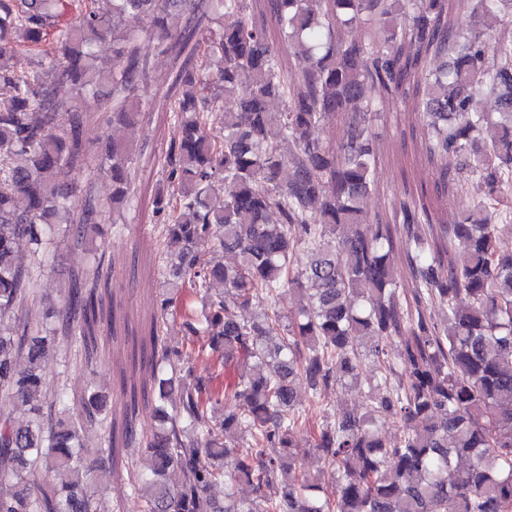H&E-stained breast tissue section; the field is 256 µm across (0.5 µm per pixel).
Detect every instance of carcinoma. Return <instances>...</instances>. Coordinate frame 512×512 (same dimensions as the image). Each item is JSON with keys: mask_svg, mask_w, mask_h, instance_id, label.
I'll return each mask as SVG.
<instances>
[{"mask_svg": "<svg viewBox=\"0 0 512 512\" xmlns=\"http://www.w3.org/2000/svg\"><path fill=\"white\" fill-rule=\"evenodd\" d=\"M249 2L208 0L218 29L176 35L169 18L188 0H109L105 13L99 0H0V397L13 402L0 413V512H112L115 420L89 390L44 394L56 337L40 317L18 315L35 277L16 247L24 239L42 258L59 227L82 246L102 218L94 198L77 206L57 175L84 164L88 115L77 101L110 93L112 126L138 120L147 60L128 19L147 24L158 52L187 51L197 63L170 105L153 207L172 292L189 288L200 308L162 299L140 346L151 349L158 416L139 437L135 411L124 418V447L137 441L148 456L128 481L141 512H512V248L496 235L512 219V0H277L276 27L305 63L297 80ZM67 12L77 24L60 23ZM108 36L109 66L96 50ZM21 51L33 57L24 73L13 63ZM59 82L71 84V102L57 98ZM405 83L429 160L473 197L451 221L422 186L390 198L383 217L365 208L379 191L372 123ZM329 115L342 119L334 144L319 136ZM217 120L221 140L208 133ZM130 164L128 145L112 139L98 166L114 207L132 202ZM205 241L234 265L206 259ZM396 252L414 282L409 297L396 286ZM96 291L71 288L61 328L88 364ZM259 293L269 310L240 319ZM437 305L447 310L440 321ZM207 332L198 352L214 371L195 376L170 338ZM392 337L402 339L396 358ZM366 360L379 375L361 412L308 424L294 381L313 399L323 388L359 391ZM239 361L252 372L234 375ZM387 420L403 423L395 442L382 432ZM96 426L109 440L91 453L83 434ZM306 452L327 470L302 468ZM239 483L252 497L237 496Z\"/></svg>", "mask_w": 512, "mask_h": 512, "instance_id": "carcinoma-1", "label": "carcinoma"}]
</instances>
